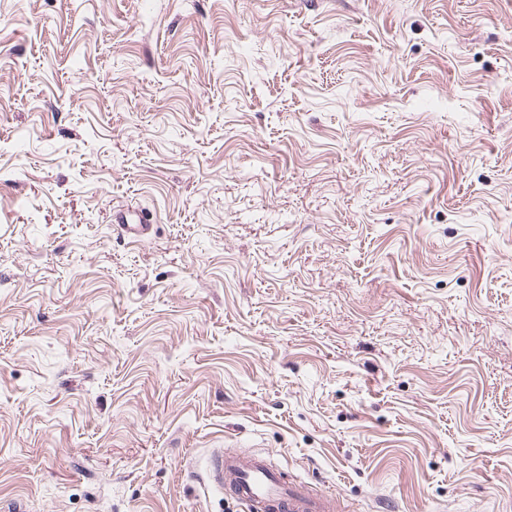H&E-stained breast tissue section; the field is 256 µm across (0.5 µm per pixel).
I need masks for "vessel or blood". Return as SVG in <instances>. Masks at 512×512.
<instances>
[{
    "label": "vessel or blood",
    "instance_id": "b4317fda",
    "mask_svg": "<svg viewBox=\"0 0 512 512\" xmlns=\"http://www.w3.org/2000/svg\"><path fill=\"white\" fill-rule=\"evenodd\" d=\"M113 219L132 240L146 237L151 229L142 214L133 218L118 212ZM210 467L218 476L228 478L230 495L248 512H331L330 505L315 496L306 483L284 477L264 456L227 450L214 455Z\"/></svg>",
    "mask_w": 512,
    "mask_h": 512
}]
</instances>
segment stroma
Masks as SVG:
<instances>
[{
    "label": "stroma",
    "instance_id": "stroma-1",
    "mask_svg": "<svg viewBox=\"0 0 512 512\" xmlns=\"http://www.w3.org/2000/svg\"><path fill=\"white\" fill-rule=\"evenodd\" d=\"M0 97V512H512V0H0ZM114 223L125 231L126 236L132 240H140L148 236L149 231L152 228V224H148L150 221L147 220L143 214L136 215V219L131 218L129 215L117 212L113 215ZM136 220L137 222H131ZM136 223V224H132ZM209 466L220 479V489L224 490L225 476L230 495L250 512H331L306 483L284 477L262 455L224 450Z\"/></svg>",
    "mask_w": 512,
    "mask_h": 512
}]
</instances>
